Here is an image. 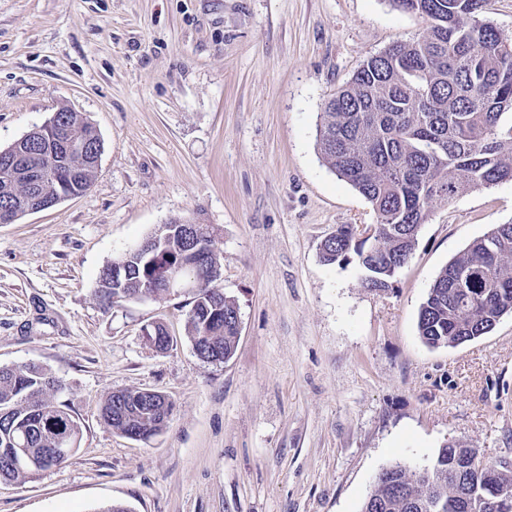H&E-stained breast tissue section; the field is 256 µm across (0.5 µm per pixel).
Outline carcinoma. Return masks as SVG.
<instances>
[{
    "instance_id": "carcinoma-1",
    "label": "carcinoma",
    "mask_w": 512,
    "mask_h": 512,
    "mask_svg": "<svg viewBox=\"0 0 512 512\" xmlns=\"http://www.w3.org/2000/svg\"><path fill=\"white\" fill-rule=\"evenodd\" d=\"M424 18L427 35L400 42L363 62L351 80L328 100L317 126V146L337 177L355 188L377 216V234L352 235L351 225L322 241L326 264L356 262L364 283L388 289L411 257L433 203H452L463 193L512 181V45L502 32L477 19L484 0H393ZM67 131L90 139L95 128L75 112H62ZM32 167L52 205L84 193L96 172L90 158L63 171L57 159L40 156ZM28 184L13 178L0 159V208L17 209ZM215 243V229L176 217L148 237L150 255L136 248L114 263L125 267L128 285L99 275L97 296L110 309L137 300L135 292L163 293L164 274L179 266L193 285L187 312L188 336L203 360L224 362L239 335L235 300L216 286L222 263L216 250L193 254L186 226ZM512 312V224H499L475 240L437 276L418 312V331L429 347H457L490 333ZM62 382L34 363L0 367V480L24 481L57 467L56 438L71 452L80 446L82 426L58 399ZM152 398L140 390L111 393L100 409L104 424L125 436L138 431L148 441L166 424ZM29 448L42 458L36 470L19 472L10 449ZM477 451L448 442L432 462L417 470L397 463L381 470L361 512H493L483 484L512 490V463L504 459L472 465Z\"/></svg>"
}]
</instances>
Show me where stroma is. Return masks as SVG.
<instances>
[{"label": "stroma", "mask_w": 512, "mask_h": 512, "mask_svg": "<svg viewBox=\"0 0 512 512\" xmlns=\"http://www.w3.org/2000/svg\"><path fill=\"white\" fill-rule=\"evenodd\" d=\"M427 28L393 0H0V149L62 107L104 144L82 195L0 224V366L47 368L83 428L61 466L0 480V512H360L383 468L448 441L512 457V314L454 348L417 327L448 263L512 223V182L433 204L387 290L319 253L375 221L322 159L320 114ZM173 217L216 230L241 320L226 362L196 355L191 294L98 302L101 269ZM122 389L169 397L159 435L103 423Z\"/></svg>", "instance_id": "1"}]
</instances>
